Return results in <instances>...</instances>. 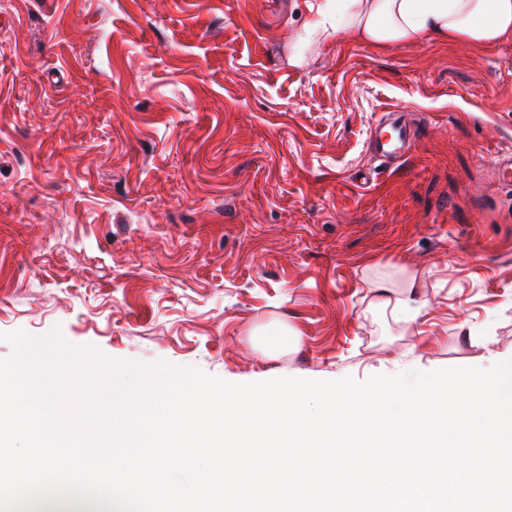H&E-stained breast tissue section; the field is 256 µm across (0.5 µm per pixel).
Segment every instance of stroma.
Masks as SVG:
<instances>
[{"label": "stroma", "mask_w": 512, "mask_h": 512, "mask_svg": "<svg viewBox=\"0 0 512 512\" xmlns=\"http://www.w3.org/2000/svg\"><path fill=\"white\" fill-rule=\"evenodd\" d=\"M327 2L0 0V359L56 327L232 383L512 348V40L375 46ZM395 266L428 299L411 332L369 309ZM276 322L301 339L263 355ZM392 115L394 114L386 113L378 119L372 134L375 152L384 160L396 158L400 151L404 150L411 136V128L402 119V115L394 116L390 119ZM389 119L390 121L387 122ZM387 127L390 129V132L388 136H384Z\"/></svg>", "instance_id": "obj_1"}]
</instances>
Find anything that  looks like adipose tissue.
<instances>
[{"mask_svg":"<svg viewBox=\"0 0 512 512\" xmlns=\"http://www.w3.org/2000/svg\"><path fill=\"white\" fill-rule=\"evenodd\" d=\"M336 25L372 44L457 41L486 47L512 39V0H343ZM376 310L405 327L417 324L427 301L416 273L370 277Z\"/></svg>","mask_w":512,"mask_h":512,"instance_id":"obj_1","label":"adipose tissue"}]
</instances>
